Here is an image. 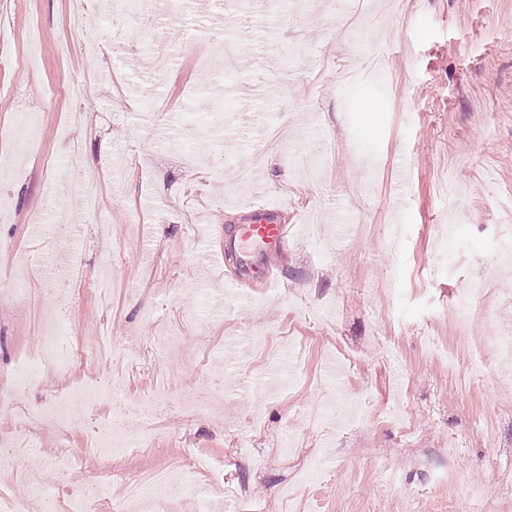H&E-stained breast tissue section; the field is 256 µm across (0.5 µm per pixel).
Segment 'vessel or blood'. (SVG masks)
<instances>
[{
    "label": "vessel or blood",
    "mask_w": 512,
    "mask_h": 512,
    "mask_svg": "<svg viewBox=\"0 0 512 512\" xmlns=\"http://www.w3.org/2000/svg\"><path fill=\"white\" fill-rule=\"evenodd\" d=\"M282 207L267 202L244 208V222L224 240L225 252L242 251L247 240L260 243L262 250L250 263L249 280L263 288L273 287V261L287 251L297 235L298 227L281 220Z\"/></svg>",
    "instance_id": "b4317fda"
}]
</instances>
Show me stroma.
I'll return each instance as SVG.
<instances>
[{
  "label": "stroma",
  "instance_id": "stroma-1",
  "mask_svg": "<svg viewBox=\"0 0 512 512\" xmlns=\"http://www.w3.org/2000/svg\"><path fill=\"white\" fill-rule=\"evenodd\" d=\"M346 1L364 24L354 42L322 0L290 13L274 0H190L178 13L154 0L147 19L115 17L107 0H0V59L12 62L0 69V156L15 113L41 115L33 150L0 179L13 213L0 270H25L30 288L22 300L0 282V384L39 342L46 289L103 272L111 289L54 305L77 341L110 337L109 354L46 377L0 416V451L20 462L0 493L19 512L35 508V476L64 504L91 492L108 407L77 408L69 427L35 415L114 370L134 397L219 382L224 405L197 421L165 401L149 449L119 464L92 512L192 453L208 464L199 484L223 467L225 491L266 512H512V359L493 353L512 335V0H335ZM78 11L88 32L69 28ZM88 35L102 46L98 92L73 100L62 88ZM158 54L172 61L163 75ZM205 54L222 69L202 72ZM134 86L171 115L218 112L195 142L200 163L179 148L181 123L138 110ZM119 155L120 184L96 186ZM92 192L99 214L72 208ZM263 201L282 203L285 222L318 221L278 259L277 289L249 288L237 308L244 271L225 259L224 233ZM40 223L55 224L53 240ZM474 281L490 322L469 330L454 308ZM159 327L184 347H155ZM258 332L287 337V351L253 348ZM476 349L489 357L479 372ZM317 454L322 481L297 483Z\"/></svg>",
  "mask_w": 512,
  "mask_h": 512
}]
</instances>
